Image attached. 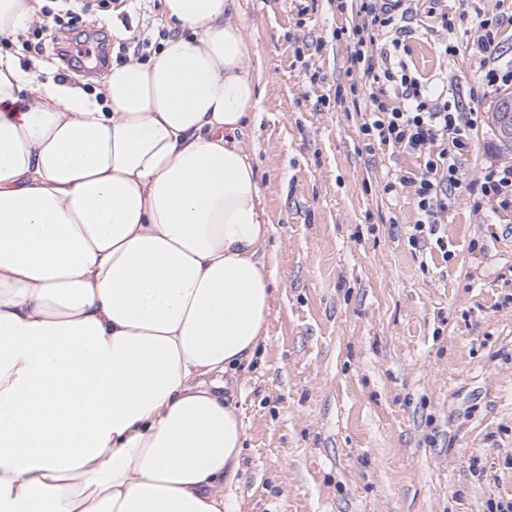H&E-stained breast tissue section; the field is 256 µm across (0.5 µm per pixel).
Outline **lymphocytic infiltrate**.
<instances>
[{
    "label": "lymphocytic infiltrate",
    "instance_id": "lymphocytic-infiltrate-1",
    "mask_svg": "<svg viewBox=\"0 0 512 512\" xmlns=\"http://www.w3.org/2000/svg\"><path fill=\"white\" fill-rule=\"evenodd\" d=\"M361 22L355 25L353 61L365 75L379 84V91L364 97L365 118L360 132L372 145L391 146L418 155L423 166L418 172L401 176L398 183L386 184V191L409 189L419 218L410 241L425 247L427 239L436 245L439 220L448 211V199L457 190L492 199L497 209L512 211V166L485 167L481 179L463 184L460 171L471 147V136L479 128L478 113L449 104L444 92L429 88L407 67L393 61L392 52L376 48V35L383 31L405 33L408 24L428 18L440 30H450L444 0H354ZM502 22L486 18L478 24L474 43L479 55L477 81L484 87L512 86V67L500 64L497 41Z\"/></svg>",
    "mask_w": 512,
    "mask_h": 512
}]
</instances>
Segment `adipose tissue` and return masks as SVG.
<instances>
[{"mask_svg": "<svg viewBox=\"0 0 512 512\" xmlns=\"http://www.w3.org/2000/svg\"><path fill=\"white\" fill-rule=\"evenodd\" d=\"M87 94L0 54V512H224L266 340L261 71L237 0H162Z\"/></svg>", "mask_w": 512, "mask_h": 512, "instance_id": "ef3b65f1", "label": "adipose tissue"}]
</instances>
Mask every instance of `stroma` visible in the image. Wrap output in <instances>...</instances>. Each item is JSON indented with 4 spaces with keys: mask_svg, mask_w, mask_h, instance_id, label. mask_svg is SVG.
Returning a JSON list of instances; mask_svg holds the SVG:
<instances>
[{
    "mask_svg": "<svg viewBox=\"0 0 512 512\" xmlns=\"http://www.w3.org/2000/svg\"><path fill=\"white\" fill-rule=\"evenodd\" d=\"M265 83L249 135L262 205L274 234L268 338L229 379L246 449L228 512H491L512 499V212L467 192L448 202L447 251L414 249L409 190L387 182L418 172L417 155L367 147L364 105L337 99L353 69L354 10L340 0H239ZM59 0H40L14 39L0 43L40 85L93 91L49 51ZM512 16V0H448V53L413 25L395 60L482 122L461 170L478 181L512 164L487 123L499 93L482 88L472 49L477 14ZM125 45L167 35L162 0H108L67 39ZM45 50L35 54V44Z\"/></svg>",
    "mask_w": 512,
    "mask_h": 512,
    "instance_id": "obj_1",
    "label": "stroma"
}]
</instances>
